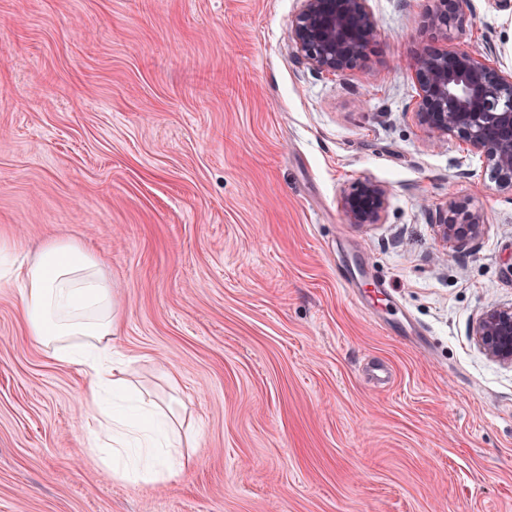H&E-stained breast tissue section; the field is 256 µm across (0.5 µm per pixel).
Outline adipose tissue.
<instances>
[{"mask_svg":"<svg viewBox=\"0 0 512 512\" xmlns=\"http://www.w3.org/2000/svg\"><path fill=\"white\" fill-rule=\"evenodd\" d=\"M0 273L19 286L34 340L56 360L81 366L87 378L82 408L93 424L89 447L103 465L127 482L183 476L199 435L183 432L172 410L132 396L112 360V292L95 257L56 239L33 260L5 264Z\"/></svg>","mask_w":512,"mask_h":512,"instance_id":"1","label":"adipose tissue"}]
</instances>
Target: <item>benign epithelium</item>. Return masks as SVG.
<instances>
[{"mask_svg":"<svg viewBox=\"0 0 512 512\" xmlns=\"http://www.w3.org/2000/svg\"><path fill=\"white\" fill-rule=\"evenodd\" d=\"M427 27L445 33L461 22V0H435ZM378 36L367 0H301L290 23L295 58L317 72L344 73L364 60ZM418 88L414 114L436 143L454 137L486 162L494 178L512 180V74L492 66L482 54L466 49L427 48L414 64ZM387 192L379 183H353L341 199L349 224H379ZM437 234L457 249L477 239L486 224L465 201L448 202L447 214L435 217ZM476 342L491 358L512 365V305L493 306L475 323Z\"/></svg>","mask_w":512,"mask_h":512,"instance_id":"1","label":"benign epithelium"}]
</instances>
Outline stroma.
Listing matches in <instances>:
<instances>
[{
    "label": "stroma",
    "instance_id": "35a3bbf8",
    "mask_svg": "<svg viewBox=\"0 0 512 512\" xmlns=\"http://www.w3.org/2000/svg\"><path fill=\"white\" fill-rule=\"evenodd\" d=\"M300 6L0 0V241L95 255L125 378L202 431L185 476L113 478L87 449L86 377L34 342L0 279V512H512V366L471 334L512 303V184L413 112L425 47L512 73V10L462 0L441 34L433 0H368L379 36L332 74L294 58ZM366 179L384 218L346 223ZM452 199L486 217L459 250L430 221ZM340 267L394 305L370 315ZM387 192L379 183L362 180L353 183L341 199L344 219L349 224L381 223Z\"/></svg>",
    "mask_w": 512,
    "mask_h": 512
}]
</instances>
